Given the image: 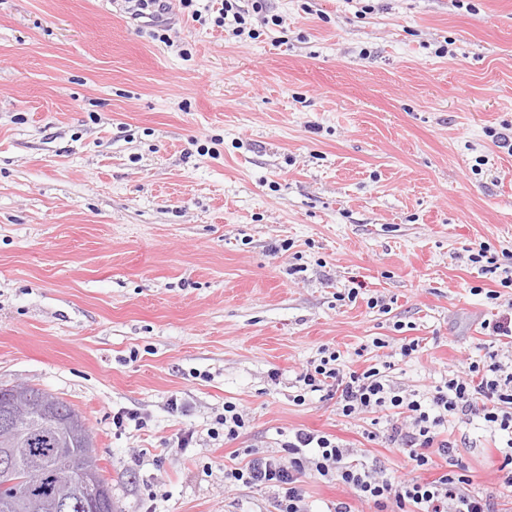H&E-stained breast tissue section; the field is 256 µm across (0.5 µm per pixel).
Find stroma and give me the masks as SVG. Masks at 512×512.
<instances>
[{
    "instance_id": "stroma-1",
    "label": "stroma",
    "mask_w": 512,
    "mask_h": 512,
    "mask_svg": "<svg viewBox=\"0 0 512 512\" xmlns=\"http://www.w3.org/2000/svg\"><path fill=\"white\" fill-rule=\"evenodd\" d=\"M241 5L254 37L177 8L164 44L126 0H0V386L85 416L119 512H276L224 470L298 429L409 473L364 436L388 412L297 376L329 347L431 394L512 301L467 254L512 255V0ZM229 402L249 424L211 438ZM447 437L498 492L479 421Z\"/></svg>"
}]
</instances>
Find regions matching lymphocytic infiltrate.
Listing matches in <instances>:
<instances>
[{"label": "lymphocytic infiltrate", "instance_id": "lymphocytic-infiltrate-1", "mask_svg": "<svg viewBox=\"0 0 512 512\" xmlns=\"http://www.w3.org/2000/svg\"><path fill=\"white\" fill-rule=\"evenodd\" d=\"M390 362L357 372L345 368L337 352L322 348L298 381L297 403L319 392L335 401L344 417L389 409L403 410L383 431L368 432V439L384 438L408 458L413 476L390 474L376 465L350 459L349 450L336 437L304 429L283 442L281 456H256L224 472V487L238 485L270 488L277 512H308L301 479L310 472L332 479L349 492L336 501L333 512H354L353 500L370 503L376 512H499L497 496L471 490V478L455 457L454 444L443 433L453 419L478 417L484 430L497 440L502 462L500 482L512 489V364L498 351L487 350L484 362L450 370L431 397L418 400L401 396L385 376ZM448 464L445 472L428 480L424 471L434 457Z\"/></svg>", "mask_w": 512, "mask_h": 512}]
</instances>
